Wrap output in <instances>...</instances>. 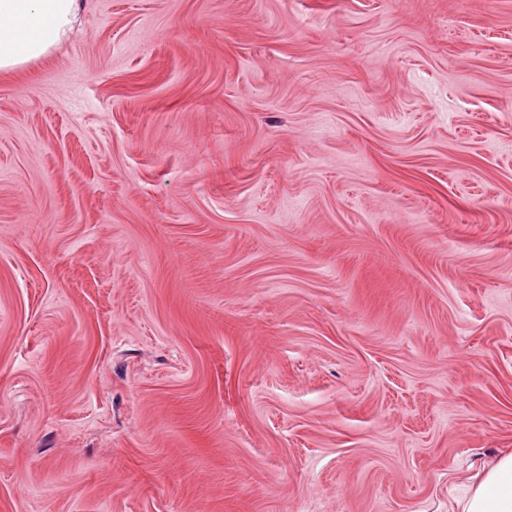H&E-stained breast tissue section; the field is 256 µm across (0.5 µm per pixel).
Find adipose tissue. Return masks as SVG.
I'll return each mask as SVG.
<instances>
[{
    "mask_svg": "<svg viewBox=\"0 0 512 512\" xmlns=\"http://www.w3.org/2000/svg\"><path fill=\"white\" fill-rule=\"evenodd\" d=\"M82 0H0V74L46 57L75 30ZM463 512H512V452L472 479Z\"/></svg>",
    "mask_w": 512,
    "mask_h": 512,
    "instance_id": "ef3b65f1",
    "label": "adipose tissue"
}]
</instances>
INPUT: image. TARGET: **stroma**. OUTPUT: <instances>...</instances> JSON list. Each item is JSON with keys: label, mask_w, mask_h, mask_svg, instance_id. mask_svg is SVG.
Masks as SVG:
<instances>
[{"label": "stroma", "mask_w": 512, "mask_h": 512, "mask_svg": "<svg viewBox=\"0 0 512 512\" xmlns=\"http://www.w3.org/2000/svg\"><path fill=\"white\" fill-rule=\"evenodd\" d=\"M512 451V0H85L0 75V512H456Z\"/></svg>", "instance_id": "obj_1"}]
</instances>
